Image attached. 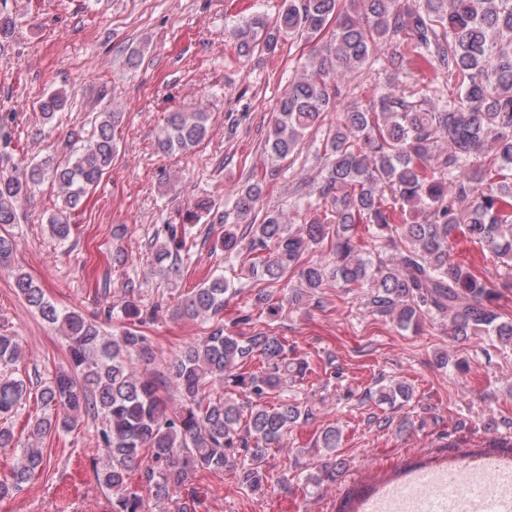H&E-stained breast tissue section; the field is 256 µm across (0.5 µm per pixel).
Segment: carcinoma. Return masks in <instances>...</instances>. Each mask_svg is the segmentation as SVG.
Listing matches in <instances>:
<instances>
[{"label":"carcinoma","mask_w":512,"mask_h":512,"mask_svg":"<svg viewBox=\"0 0 512 512\" xmlns=\"http://www.w3.org/2000/svg\"><path fill=\"white\" fill-rule=\"evenodd\" d=\"M14 21L0 0V49L9 46ZM238 55L274 54L280 42L300 37L310 45L279 99L266 136L271 158L294 169L309 132L322 133L327 164L312 181L295 216L260 211L266 176L250 175L238 187L233 210L218 221L224 268L241 256L249 270L258 309L275 315L289 306L322 307L319 291L334 281L343 291L361 289L370 313L416 329L427 315L448 321V335L470 332L512 339V317L499 300L512 279L494 283L454 259L450 244L468 239L506 266L512 265V0H282L272 22L255 16L236 28ZM395 46L388 60L403 79L389 81L368 108L352 107L334 124L328 113L345 95L339 75L373 69L377 46ZM56 91L38 101L43 121L62 110ZM124 113H100L90 138L63 161L45 158L12 171L0 170V264L9 263L15 241L6 228L17 223L19 204L47 181L60 204L47 217L51 237L68 241L72 215L112 168L116 132ZM212 132L210 113L198 106L172 112L155 145L163 154L185 153ZM215 202L200 198L164 224L152 246L153 271L177 273L182 256L196 246L185 225L211 215ZM303 223H294V217ZM398 254H390L391 250ZM317 253V258H305ZM295 284L280 302L268 289L283 278ZM13 288L29 307L56 327L67 343L69 368L39 384L33 394L14 376L20 338L0 332V448L14 449L9 473L0 476V500L45 472L51 458L42 447L51 434H69L84 418L97 422L102 448L93 460L97 479L112 495V512H149L139 483L163 512H197V474L234 471L244 492L256 495L285 486L267 472L268 450L281 448L293 427L312 409L297 402L269 405L267 395L312 371L291 358L285 338L260 328L250 336L224 330L227 296L237 293L222 273L178 296L173 314L208 323L167 372L138 374L135 362L157 355L146 324L156 310L130 297L117 316L121 330L109 335L77 309L57 306L31 276L13 275ZM259 361L252 370L253 361ZM178 397L170 408L164 394ZM45 410L27 421L26 439L15 436L12 419L30 395ZM408 398L402 384L379 390V399ZM336 427L323 430L325 461L308 481L319 487L336 480Z\"/></svg>","instance_id":"obj_1"}]
</instances>
